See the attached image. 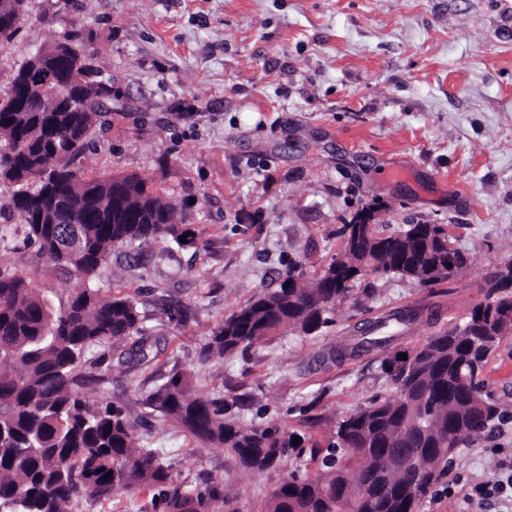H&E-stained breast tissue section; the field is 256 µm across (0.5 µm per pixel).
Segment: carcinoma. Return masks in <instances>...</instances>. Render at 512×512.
I'll list each match as a JSON object with an SVG mask.
<instances>
[{
  "label": "carcinoma",
  "instance_id": "obj_1",
  "mask_svg": "<svg viewBox=\"0 0 512 512\" xmlns=\"http://www.w3.org/2000/svg\"><path fill=\"white\" fill-rule=\"evenodd\" d=\"M21 72L0 95V182L13 188L11 211L27 241L77 284L56 309L24 277L0 270V365L9 366L0 370V512H74L82 500L118 489L136 495L171 481L160 453L135 441L124 408L86 396L108 382L102 361L87 363L86 352L103 342L115 349L137 336L138 364L152 361L135 296L103 295L94 283L115 248L155 239L183 247L191 231L174 222L177 205L134 174L72 179L89 129L112 111V78L95 68V112H16ZM340 234L342 247L322 274L306 280L288 269L279 287L217 323L206 356L245 353L285 324L306 335L318 332L368 272L432 287L468 263L448 248L440 224H407L390 235L375 226L358 234L344 224ZM486 282L497 284V295L476 304L463 324L417 347L414 376L403 385L383 359L392 395L341 416L325 441L277 424L242 428L225 416L226 403L198 394L192 374L177 367L143 404L157 420L178 423L253 473L309 456L315 472L289 473L265 512H415L457 453L443 437L457 431L461 446L503 418L480 388L502 337L484 335L479 320L512 311V282L496 270ZM416 319L417 313L401 310L372 321L348 350L387 349ZM403 454L414 456V464L384 476L387 460ZM226 503L224 481L213 479L193 492L174 488L165 512H222Z\"/></svg>",
  "mask_w": 512,
  "mask_h": 512
}]
</instances>
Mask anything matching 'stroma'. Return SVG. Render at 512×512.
I'll return each mask as SVG.
<instances>
[{
	"instance_id": "1",
	"label": "stroma",
	"mask_w": 512,
	"mask_h": 512,
	"mask_svg": "<svg viewBox=\"0 0 512 512\" xmlns=\"http://www.w3.org/2000/svg\"><path fill=\"white\" fill-rule=\"evenodd\" d=\"M66 38L97 54L112 78L111 126H96L86 176L137 174L188 203L195 245L167 240L114 249L97 285L136 297L159 342L150 364L112 362L96 399L140 416L142 398L172 367L195 390L227 401L244 428H305L385 396L382 351L337 359L365 322L419 310L396 349L462 323L483 298L486 274L512 254V0H28L20 29L0 48L6 89L37 45ZM0 269L67 298L76 280L27 242L1 211ZM390 234L444 224L468 267L426 288L369 273L333 323L303 335L282 326L248 352L204 350L215 324L289 266L312 278L340 251L339 229L368 205ZM188 309L170 319L173 304ZM505 416L452 457L416 512H512V498L471 500L476 483L512 465V335L481 377ZM159 449L172 482L194 491L223 479L224 512H261L292 458L261 474L175 423L135 427ZM76 512H164L162 495L81 501Z\"/></svg>"
}]
</instances>
